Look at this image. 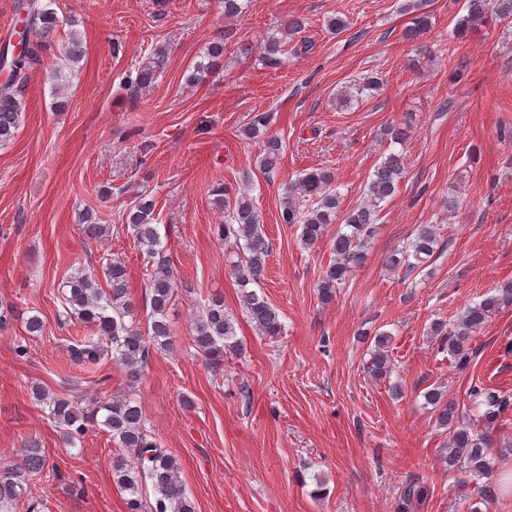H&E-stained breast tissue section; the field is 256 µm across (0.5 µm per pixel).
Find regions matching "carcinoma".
Listing matches in <instances>:
<instances>
[{"instance_id": "obj_1", "label": "carcinoma", "mask_w": 512, "mask_h": 512, "mask_svg": "<svg viewBox=\"0 0 512 512\" xmlns=\"http://www.w3.org/2000/svg\"><path fill=\"white\" fill-rule=\"evenodd\" d=\"M465 3L466 14L457 20L453 30L455 38L462 37L473 23L490 12L503 21L512 20V0H465ZM14 10L17 23L22 25L18 31L22 48L12 60L8 59V47L0 48V65L8 69L6 79L0 83V144L15 137L26 110L23 88L32 74L44 66L47 51L59 28L71 23V20L59 17L51 3L43 0H15ZM403 10L414 14L412 25L405 32L406 39H419L430 25L429 16L423 11V0H406ZM304 26L305 22L290 19L282 29L263 39L260 49L265 65L282 66L288 54V44ZM223 55V40L211 42L204 60L195 64L188 82H201ZM167 61L166 46L155 47L141 60L134 84L143 87L152 84ZM268 125V114L258 112L241 134L247 139L266 136ZM281 149V141L267 136L260 160L263 173L275 172ZM404 168L401 154L391 153L385 157L374 169L360 203L346 213L344 227L336 230L332 240L334 259L326 267L319 284L323 299H331L336 288L362 263L363 248L376 232L381 204L395 194ZM334 180V173L329 169L314 168L304 170L295 181L285 185L280 198L281 217L286 224L300 226L299 239L304 246L321 240L327 226L336 221L340 195ZM216 192L224 202V223L216 225V235L225 242H233L243 254V260L236 265L243 307L261 334L276 336L281 330L278 312L264 297L249 289V285L263 274L270 253L261 216L248 194H236L229 200L225 188L218 187ZM156 208V201L143 194L122 213V223L130 229L151 267L148 279L151 312L147 330H142L132 304L126 300L128 278L122 260L104 258L102 269L108 285L106 289L99 284L93 271L84 269L71 273L59 284L63 304L61 316L66 321L83 324L90 331L89 335L72 340L68 346L72 363L83 369H98L108 357L120 366L132 385L141 378L151 349L170 345L168 311L177 280L167 259L159 258L162 241L156 224ZM80 226L82 234L89 239L99 237L106 230V225L98 223L89 211L82 214ZM438 248L437 226L420 224L412 240L391 255L389 263L395 268L405 267V273L409 274L426 263ZM511 304L512 285L505 284L480 302L466 306L453 329L435 321L428 335L439 339L441 348L457 363L465 364L473 355L472 335L479 332L495 312ZM192 340L203 356L213 363H222L224 355L241 350L233 317L224 308L223 297L213 296L206 300L193 322ZM388 344L387 335L375 336L367 372L377 380L389 377L394 369ZM30 389L34 400L47 407L49 419L62 429L63 439L68 444H75L91 428L103 427L115 445L112 478L116 487L127 494L128 512H195L179 479L177 460L149 434L145 414L132 398L119 395L103 401L90 395L80 400L51 393L39 384L31 385ZM423 397L436 414L437 426L452 429L444 456L448 468H461L485 479L481 497L486 502L494 500L501 492V487L491 481L494 456L506 458L512 455V445L509 444L501 446L496 454L492 452L493 427L509 405L506 396H499L482 386L470 387V402L486 406L482 414L485 427L480 430L460 423L458 405L448 401L447 391L443 388H432ZM47 465L45 451L31 440L27 442L21 464L1 467L0 512H14L18 501L23 499L27 482ZM148 485L153 491L151 500L144 496Z\"/></svg>"}]
</instances>
